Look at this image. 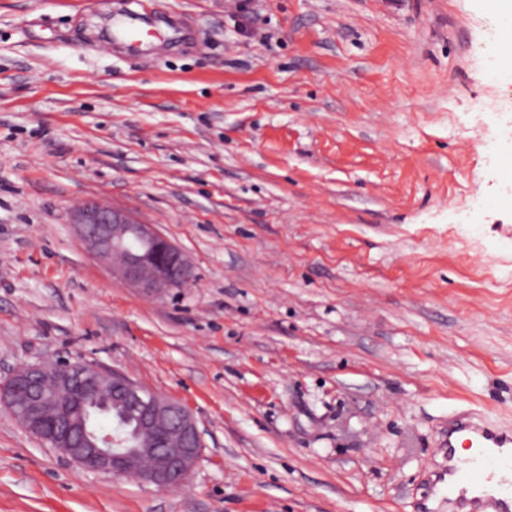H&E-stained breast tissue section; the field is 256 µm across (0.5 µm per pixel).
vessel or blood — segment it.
Here are the masks:
<instances>
[{"label":"vessel or blood","instance_id":"obj_1","mask_svg":"<svg viewBox=\"0 0 512 512\" xmlns=\"http://www.w3.org/2000/svg\"><path fill=\"white\" fill-rule=\"evenodd\" d=\"M461 439L474 450L464 459L456 454ZM440 453L444 462L432 470L431 483L452 512H512L511 428L480 412H459L448 418Z\"/></svg>","mask_w":512,"mask_h":512}]
</instances>
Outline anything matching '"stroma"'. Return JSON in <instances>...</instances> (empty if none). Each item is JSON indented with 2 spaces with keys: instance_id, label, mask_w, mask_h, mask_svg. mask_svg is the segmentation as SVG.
<instances>
[{
  "instance_id": "obj_1",
  "label": "stroma",
  "mask_w": 512,
  "mask_h": 512,
  "mask_svg": "<svg viewBox=\"0 0 512 512\" xmlns=\"http://www.w3.org/2000/svg\"><path fill=\"white\" fill-rule=\"evenodd\" d=\"M0 0V382L63 355L189 407L188 487L85 472L0 406V512H448V416L512 428V82L490 0ZM496 139L487 164L480 142ZM196 274L113 278L70 212ZM72 221L86 247L111 265L113 276L145 295L163 296L195 280L184 252L128 211L89 203L73 212ZM134 240L138 245L129 247Z\"/></svg>"
}]
</instances>
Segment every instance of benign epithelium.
Returning a JSON list of instances; mask_svg holds the SVG:
<instances>
[{"instance_id": "obj_1", "label": "benign epithelium", "mask_w": 512, "mask_h": 512, "mask_svg": "<svg viewBox=\"0 0 512 512\" xmlns=\"http://www.w3.org/2000/svg\"><path fill=\"white\" fill-rule=\"evenodd\" d=\"M72 221L112 274L145 295L163 296L195 280L184 252L128 211L89 203L73 212ZM102 390L112 392L113 404L136 413L140 448L120 450L123 438L112 430L88 428L83 406L99 401ZM0 405L11 412L24 406L28 416L21 426L80 469L164 490L189 483L204 448L198 421L180 402L96 363L64 357L52 365L21 363L0 383Z\"/></svg>"}]
</instances>
